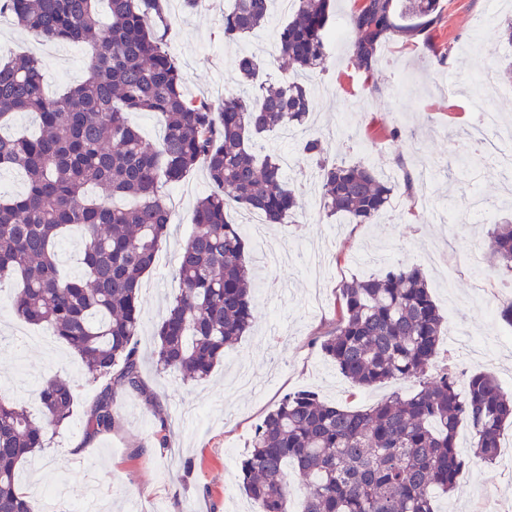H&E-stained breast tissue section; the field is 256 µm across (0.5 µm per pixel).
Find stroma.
Listing matches in <instances>:
<instances>
[{
	"mask_svg": "<svg viewBox=\"0 0 512 512\" xmlns=\"http://www.w3.org/2000/svg\"><path fill=\"white\" fill-rule=\"evenodd\" d=\"M170 14L169 46L189 95L239 92L234 62L243 53L258 56L269 82L282 80L265 38L288 14L273 11L265 28L234 44L221 33L224 0H205L192 12L177 4ZM507 16L512 0H439L428 36L384 42L370 76L351 63L344 40L328 43L323 69L306 78L313 109L307 131L281 129L262 142L293 163L285 179L301 208L291 223L266 225L264 243L247 238L256 323L207 379L182 381L160 371L153 355L156 326L179 291L174 268L193 230L195 203L210 189L201 169L165 190L174 222L142 280V326L134 338L145 389L116 392L111 432L85 436L84 411L98 386L64 344L51 355L31 348L20 358L0 347V392L21 404L33 406L32 386L58 369L78 382L70 421L48 432L37 465L19 469L25 485L60 487L55 500L31 497L32 512H77L89 500L98 512H259L239 485L238 461L285 395L310 390L358 409L399 389L396 381L353 388L319 347L336 321L339 285L395 265L427 277L446 324L439 352L449 371L463 378L494 373L512 393V325L499 317L512 304V275L485 265L473 270L467 259L469 248L484 249L495 225L512 216V171L487 159L476 168L464 162L475 111L491 109L512 123V81L499 80L491 92L480 85L482 72L512 61V45L497 27ZM16 53L42 59L52 95L88 76L87 48L36 43L2 16L0 57ZM310 133L322 136L333 160L372 163L384 178L411 171L412 195L396 194L371 224L328 216L316 168L300 152ZM457 441L469 468L455 492L440 498V512H512V425L491 463L475 456L468 427H460ZM76 445L81 455L70 454Z\"/></svg>",
	"mask_w": 512,
	"mask_h": 512,
	"instance_id": "stroma-1",
	"label": "stroma"
}]
</instances>
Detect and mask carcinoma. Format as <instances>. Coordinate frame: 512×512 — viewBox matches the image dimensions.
Masks as SVG:
<instances>
[{
    "mask_svg": "<svg viewBox=\"0 0 512 512\" xmlns=\"http://www.w3.org/2000/svg\"><path fill=\"white\" fill-rule=\"evenodd\" d=\"M273 0H233L224 13V40L237 42L263 27ZM282 27L276 61L288 76L263 80L252 54L236 60L242 85L212 100L185 91L179 59L168 46L166 0H0L34 40L89 48L88 77L57 97L45 92L43 63L17 54L0 61V128L18 112H34L38 130L0 135V171L19 169L27 190L0 197V282L15 284L11 314L62 340L84 364L99 396L86 410L85 435L116 424L118 390L141 392L144 382L133 339L141 324L139 290L173 224L164 189L205 170L211 190L193 211V231L179 256L181 289L156 329L154 356L163 371L188 380L207 377L224 349L254 322L252 272L240 225L229 203L287 224L298 195L283 179L279 158L255 149L263 133L305 125L309 89L295 78L323 67L332 0H294ZM439 0H361L347 18L354 34L350 60L366 74L386 38L421 32L437 18ZM131 112L164 123L157 143L131 125ZM315 161L323 207L350 224H369L403 183L383 179L367 162L338 164L319 137L302 144ZM78 229L77 274H63L57 255ZM492 264L512 272V224H498L487 243ZM336 323L322 352L355 387L413 383L361 410L326 403L311 391L284 396L256 428L240 466V486L261 512H288V466L303 488L301 512H438L437 498L460 481L467 461L457 445L469 426L478 457L492 462L500 434L512 423V394L478 372L460 382L432 376L443 316L417 268L392 266L339 286ZM75 386L54 375L38 386L36 419L0 394V512H31L16 479L22 462L44 448L48 430L69 421Z\"/></svg>",
    "mask_w": 512,
    "mask_h": 512,
    "instance_id": "1",
    "label": "carcinoma"
}]
</instances>
